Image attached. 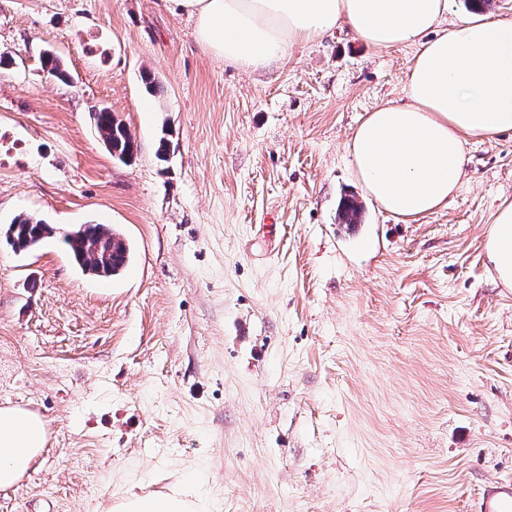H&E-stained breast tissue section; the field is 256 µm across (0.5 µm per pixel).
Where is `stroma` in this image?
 Returning a JSON list of instances; mask_svg holds the SVG:
<instances>
[{"instance_id":"1","label":"stroma","mask_w":512,"mask_h":512,"mask_svg":"<svg viewBox=\"0 0 512 512\" xmlns=\"http://www.w3.org/2000/svg\"><path fill=\"white\" fill-rule=\"evenodd\" d=\"M0 55V225L54 229L29 254L0 243V404L48 426L0 512L174 487L206 512H480L486 481H512V288L485 246L512 131L469 139L460 188L411 221L350 163L412 46L340 25L246 69L169 0H0ZM103 107L131 160L100 139ZM90 223L131 244L119 276L70 258ZM97 132L112 154L120 161L130 160L135 151V142L126 126L114 117L107 108L94 112Z\"/></svg>"}]
</instances>
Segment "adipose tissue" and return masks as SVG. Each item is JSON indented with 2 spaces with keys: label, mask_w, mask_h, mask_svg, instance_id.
Instances as JSON below:
<instances>
[{
  "label": "adipose tissue",
  "mask_w": 512,
  "mask_h": 512,
  "mask_svg": "<svg viewBox=\"0 0 512 512\" xmlns=\"http://www.w3.org/2000/svg\"><path fill=\"white\" fill-rule=\"evenodd\" d=\"M196 21L201 45L225 61L262 68L296 42L336 25L377 49L415 47L405 100L366 114L348 144L367 192L413 219L443 206L464 176V144L512 131V21L474 18L444 29L448 0H172ZM487 256L512 287V201L493 214ZM46 446L37 413L0 407V489L16 485ZM185 493L131 494L113 512H195Z\"/></svg>",
  "instance_id": "adipose-tissue-1"
}]
</instances>
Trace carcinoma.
Segmentation results:
<instances>
[{"instance_id":"carcinoma-1","label":"carcinoma","mask_w":512,"mask_h":512,"mask_svg":"<svg viewBox=\"0 0 512 512\" xmlns=\"http://www.w3.org/2000/svg\"><path fill=\"white\" fill-rule=\"evenodd\" d=\"M45 68L52 77L64 82L70 74L59 56L47 53L43 57ZM97 132L112 157L127 161L135 151V142L126 126L106 108L93 114ZM53 234V228L27 214H19L3 230L7 244L14 252L26 253ZM64 243L68 253L83 271L97 272V278L110 279L128 264L130 248L106 224H82L67 233Z\"/></svg>"}]
</instances>
